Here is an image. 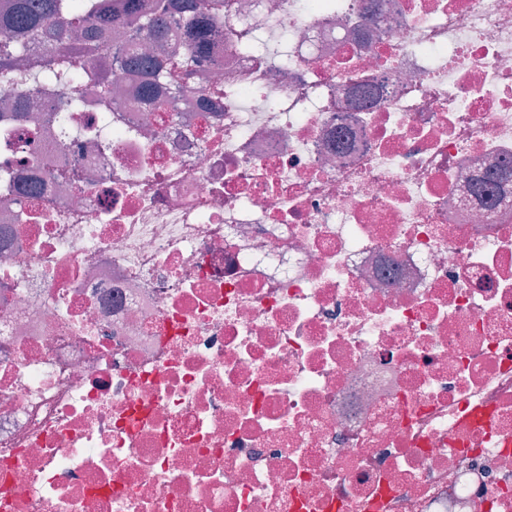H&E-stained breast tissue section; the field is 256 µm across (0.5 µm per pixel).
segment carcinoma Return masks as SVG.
I'll return each mask as SVG.
<instances>
[{"label": "carcinoma", "mask_w": 512, "mask_h": 512, "mask_svg": "<svg viewBox=\"0 0 512 512\" xmlns=\"http://www.w3.org/2000/svg\"><path fill=\"white\" fill-rule=\"evenodd\" d=\"M184 17L181 41H170L167 18ZM224 21V0H10L0 11V82L18 89L54 85L60 90L58 112H81L82 89H99L101 112L112 111L111 89L102 60L103 38L133 27L160 53L134 50L128 72L142 81L141 93L151 96L168 79L188 89L192 66L208 57L215 28ZM38 39L39 66L28 64L24 42Z\"/></svg>", "instance_id": "1"}]
</instances>
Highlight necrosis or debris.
Segmentation results:
<instances>
[{"mask_svg": "<svg viewBox=\"0 0 512 512\" xmlns=\"http://www.w3.org/2000/svg\"><path fill=\"white\" fill-rule=\"evenodd\" d=\"M135 41L0 113V512H512V0H224L144 100Z\"/></svg>", "mask_w": 512, "mask_h": 512, "instance_id": "1", "label": "necrosis or debris"}]
</instances>
